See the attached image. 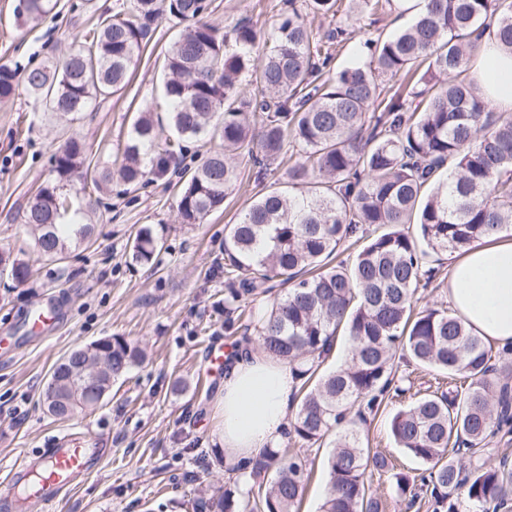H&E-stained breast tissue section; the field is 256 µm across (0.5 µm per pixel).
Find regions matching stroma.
<instances>
[{
    "instance_id": "1",
    "label": "stroma",
    "mask_w": 512,
    "mask_h": 512,
    "mask_svg": "<svg viewBox=\"0 0 512 512\" xmlns=\"http://www.w3.org/2000/svg\"><path fill=\"white\" fill-rule=\"evenodd\" d=\"M123 0H57L52 16L17 24L16 0H0V64L22 67L31 59L61 57L100 14ZM213 20L227 27L249 19L263 32L280 20L282 0H212ZM399 11L364 19L352 39L330 46L336 66L361 61L366 39L404 27ZM180 25L162 18L152 43L140 54L130 83L97 99L80 121L44 115L18 95L0 105V247L24 250L32 277L22 286L0 276V482L13 478L17 458L51 447L56 436L98 438L91 471L60 492L52 512H192L199 482L232 486L238 472L224 464L216 436L215 397L223 371L210 368L207 351L232 354L243 332L224 329V227L283 171L262 174L242 163V181L223 211L203 224L180 223L175 194L166 180L123 193H102L89 244L62 260L39 259L21 215L36 188L50 176V158L67 138L81 139L92 161H105L124 140L139 107L159 96L163 58ZM162 239L160 262L134 263L131 244L140 225ZM38 309L58 314L56 325L33 330ZM108 336L139 343L146 360L112 386L103 405L66 420L48 415L41 388L55 363L79 345ZM397 404L369 414L364 431L372 450L391 457L397 471L420 473V463L394 443L389 419Z\"/></svg>"
}]
</instances>
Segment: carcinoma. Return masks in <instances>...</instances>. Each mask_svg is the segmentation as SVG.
Listing matches in <instances>:
<instances>
[{
    "instance_id": "obj_1",
    "label": "carcinoma",
    "mask_w": 512,
    "mask_h": 512,
    "mask_svg": "<svg viewBox=\"0 0 512 512\" xmlns=\"http://www.w3.org/2000/svg\"><path fill=\"white\" fill-rule=\"evenodd\" d=\"M17 22L39 21L56 0H22ZM344 20L319 37L307 12L335 11L337 0H288V15L268 38L248 20L228 31L210 20L209 0H126L101 15L62 59L23 70L0 65V103L25 92L51 115L79 119L93 100L122 90L150 42L159 18L185 24L164 62L162 101L143 109L110 162L91 165L84 145L69 138L52 156L54 179L28 201L22 221L34 248L60 260L70 239L85 242L94 225L66 235L69 215L99 207L96 193L117 183L136 191L179 175L183 224H201L224 208L242 161L265 170L287 166L288 188L272 189L225 227L226 328L233 314L273 277L286 296L244 329L259 347L288 363L299 397L290 439L310 448L333 432L326 494L320 512H382L367 473L390 470L387 456L364 444L352 416L400 397L394 358L460 375L464 389L428 394L396 411L390 433L427 475L421 484L395 474L398 493L414 503L427 489L438 508L498 512L512 501V461L483 457L486 440L512 434V348L492 352L462 318L446 308H417L434 278L429 253L459 251L489 234L512 229V118L494 111L469 76L479 39L496 28L512 53V0H427L404 29L370 38L366 66L331 68L324 44L343 42L365 14L392 0H351ZM165 106L172 135L160 142L152 110ZM217 141L191 169L184 143ZM416 223L412 234L401 226ZM346 260L333 262L339 250ZM161 251L150 225L141 226L132 260L152 266ZM0 274L17 285L31 277L29 261L0 249ZM349 341L344 364L323 371L338 333ZM82 347L53 368L65 390L66 413L94 410L145 359L123 336L102 350L105 368L91 385L80 366ZM306 461L286 448L248 460L235 488L212 490L204 506L216 512H298Z\"/></svg>"
}]
</instances>
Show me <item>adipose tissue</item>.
Here are the masks:
<instances>
[{
    "label": "adipose tissue",
    "instance_id": "obj_1",
    "mask_svg": "<svg viewBox=\"0 0 512 512\" xmlns=\"http://www.w3.org/2000/svg\"><path fill=\"white\" fill-rule=\"evenodd\" d=\"M471 73L496 111L512 112V54L500 48L494 32H485ZM446 293L473 333L494 347L512 346V240L504 233L483 238L452 258ZM294 391L287 365L263 351L240 348L216 405L227 465L282 444Z\"/></svg>",
    "mask_w": 512,
    "mask_h": 512
}]
</instances>
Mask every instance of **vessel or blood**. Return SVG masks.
Instances as JSON below:
<instances>
[{
	"instance_id": "b4317fda",
	"label": "vessel or blood",
	"mask_w": 512,
	"mask_h": 512,
	"mask_svg": "<svg viewBox=\"0 0 512 512\" xmlns=\"http://www.w3.org/2000/svg\"><path fill=\"white\" fill-rule=\"evenodd\" d=\"M40 466L41 478L31 485L30 494L36 501L49 506L62 488L90 470L84 439L68 434L58 438L42 457Z\"/></svg>"
}]
</instances>
